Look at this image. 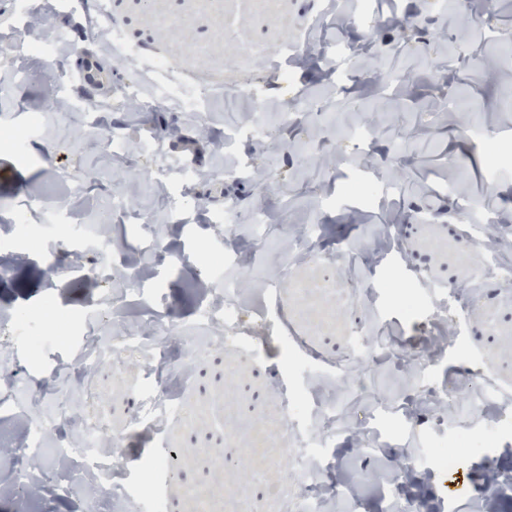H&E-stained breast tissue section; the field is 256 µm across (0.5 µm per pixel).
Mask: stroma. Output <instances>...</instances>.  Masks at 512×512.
Masks as SVG:
<instances>
[{
  "label": "stroma",
  "instance_id": "stroma-1",
  "mask_svg": "<svg viewBox=\"0 0 512 512\" xmlns=\"http://www.w3.org/2000/svg\"><path fill=\"white\" fill-rule=\"evenodd\" d=\"M94 2L29 0L30 14L52 17L40 42L84 51L95 71L97 103L75 112L84 84L75 56L43 68L14 43L12 28L24 22L14 0H0V127L40 121L0 148V312L37 315L47 331L66 333L34 348L0 328V440L21 444L15 417L33 433L48 422L34 399L54 388L57 415L105 414L108 434L123 438L112 480L140 507L154 484L148 465L164 459L175 475L154 497L166 512H196L185 487L219 479L224 512H241L246 498L276 512L266 490L296 474L293 434L317 449L320 478L347 485L344 512H391L409 499L420 512L511 504L512 482L492 493L486 476L492 466L512 475V427L494 447L462 456L457 474L418 464L392 486L363 479L391 453L448 435L447 415L404 420L417 392L408 354L431 357L429 383L440 392L466 390L462 366L491 369L486 396L512 410V280H462L469 233L512 222V160L487 151L492 142L512 151V0H108L103 27ZM105 27L140 46L137 65L112 53ZM155 56L179 68L205 121L166 104L131 112L117 103ZM281 66L290 72L282 86L273 77ZM393 71L401 88L386 81ZM240 84L254 109L226 111L220 87ZM102 123L124 142L121 156L103 153ZM357 183L373 185V196L354 193ZM119 190L126 203H115ZM64 205L110 228L111 266L97 283L83 271L98 248L77 233L64 259L71 274L50 270L59 246L48 223ZM155 235L167 258L151 253ZM303 239L307 249L280 273L270 252ZM213 251L225 254L221 281L210 276ZM133 255L150 270L134 284ZM346 273L344 293L317 290ZM223 303L238 310L239 338L172 379L177 414L133 424L184 348L156 340L146 355L122 351L128 326L153 312L204 337L205 310ZM443 305L462 316L450 334L436 317ZM89 337L118 354L87 373ZM359 346L372 352L367 390L348 406L380 439L310 430L322 411L313 401L285 424L284 402L305 396L314 377L335 378ZM71 456L68 469L45 471L32 512H100L79 449ZM269 458L280 469H267Z\"/></svg>",
  "mask_w": 512,
  "mask_h": 512
}]
</instances>
